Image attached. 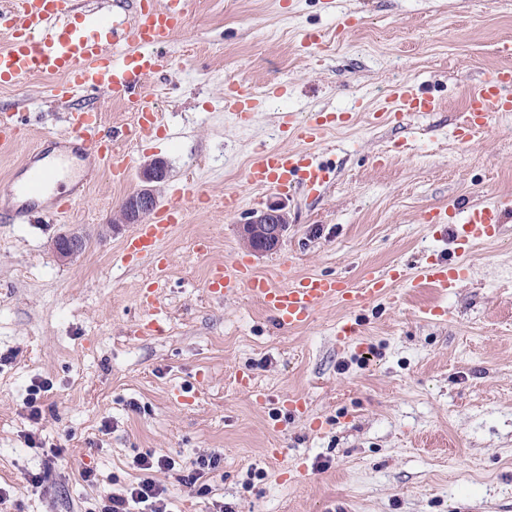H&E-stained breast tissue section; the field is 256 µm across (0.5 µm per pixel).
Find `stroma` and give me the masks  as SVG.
Wrapping results in <instances>:
<instances>
[{"label": "stroma", "instance_id": "obj_1", "mask_svg": "<svg viewBox=\"0 0 512 512\" xmlns=\"http://www.w3.org/2000/svg\"><path fill=\"white\" fill-rule=\"evenodd\" d=\"M307 31L325 34L329 51L303 47ZM509 39L512 0H193L162 49L169 67L145 82L159 128L125 147L134 164L166 161L160 199L183 183L202 196L159 247L164 279L152 260H121L134 227L111 220L136 180L114 181L80 157L70 213L42 220L54 207L46 195L29 203L35 223H0V487L10 492L0 512H99L149 451L222 458L204 498L156 473L171 512H214L217 501L233 512H512V219L464 256L469 275L452 292L410 281L418 264L453 252L425 211L512 197V113L474 143L453 138L472 79L507 65L498 44ZM400 80L438 111L372 125ZM45 83L0 85V111L37 117L0 148V185L25 178L31 143L76 147ZM229 83L278 93L241 128L224 110ZM284 112L349 120L313 147L335 167L332 185L292 192L282 246L258 255L238 235L255 195L246 167L255 149L294 146L278 126ZM228 191L241 197L231 216ZM69 230L86 247L63 262L52 241ZM237 258L279 287L322 274L355 288L366 269L404 277L391 298L355 311L328 302L306 326L281 330L246 292L208 295L211 269ZM152 287L160 330L132 335ZM346 319L360 334L341 347ZM42 379L53 387L36 428L62 450L51 464L23 438L35 427L27 388ZM288 399L305 413L288 414ZM30 471L43 473L40 488H25Z\"/></svg>", "mask_w": 512, "mask_h": 512}]
</instances>
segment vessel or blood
I'll return each mask as SVG.
<instances>
[{"label": "vessel or blood", "instance_id": "vessel-or-blood-1", "mask_svg": "<svg viewBox=\"0 0 512 512\" xmlns=\"http://www.w3.org/2000/svg\"><path fill=\"white\" fill-rule=\"evenodd\" d=\"M191 0H9L0 10V32L7 34V47L0 49V83H12L27 76L52 75L51 98L67 104L72 91L88 93L90 98L109 93L124 100L137 117L135 126H115L100 130L97 111L77 113L70 136L78 141L91 163L111 171L113 178L126 180L132 164L123 149L133 138L150 135L159 123L157 99L146 92L144 79L164 68L161 53L182 24ZM263 98L239 86L224 90V109L237 123L249 125L262 108ZM437 101L411 82L395 85L387 105L372 114L373 123L407 112H434ZM512 112V68L486 72L468 92V107L459 113L453 136L462 145L473 143L500 113ZM282 126L299 140V147L281 150L260 148L253 152L246 170L249 185L287 194L297 187L316 192L332 181L335 169L317 160L313 145L321 143L329 129L321 112L297 118L283 115ZM55 170L31 169L26 181L12 182L8 196H36L54 180ZM188 187L177 188L171 200L156 207L151 223L139 225L122 247L124 262L153 256L158 271L167 261L158 246L168 239L184 211ZM512 200L490 205L471 204L453 212H428L426 222L438 234H451L459 253H467L476 241L499 235ZM459 262L439 257L422 263L415 272L419 282L451 291L466 276ZM402 277L399 269L371 270L362 277L360 287L352 288L342 279L308 275L289 286L277 287L253 275L238 262L218 268L206 283L209 295L223 298L239 289L258 298L271 313L279 328L305 325L326 302L333 301L349 310L364 308L372 300L388 296Z\"/></svg>", "mask_w": 512, "mask_h": 512}]
</instances>
